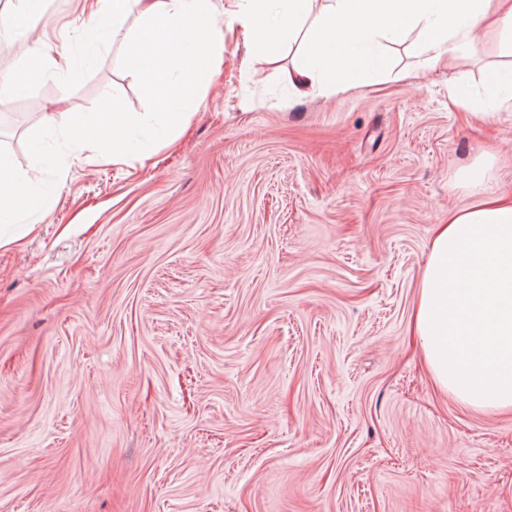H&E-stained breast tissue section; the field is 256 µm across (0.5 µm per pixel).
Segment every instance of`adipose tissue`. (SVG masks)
<instances>
[{"label":"adipose tissue","mask_w":512,"mask_h":512,"mask_svg":"<svg viewBox=\"0 0 512 512\" xmlns=\"http://www.w3.org/2000/svg\"><path fill=\"white\" fill-rule=\"evenodd\" d=\"M99 36L98 20L124 39V61L137 76L149 112H119L109 96L75 121L47 116L31 135L41 146L61 130L73 153L99 147L113 164L145 161L151 148L127 137L134 128L173 142L188 126L184 107L209 81L224 51V32L211 0H78ZM313 0H230L250 57L279 53L287 40L305 34L303 58L288 72L297 98L348 90L367 73L386 70V48L417 36L432 61L477 52L476 32L494 21L512 47V7L504 0H328L309 25ZM135 26H128V18ZM453 98L478 103L463 84ZM483 106L512 111V65L496 69L485 85ZM51 187L19 172L0 154V224H20L48 201ZM425 343V360L436 385L482 409L512 408V204L485 199L449 214L432 239L413 316Z\"/></svg>","instance_id":"obj_1"}]
</instances>
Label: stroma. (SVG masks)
Instances as JSON below:
<instances>
[{"mask_svg":"<svg viewBox=\"0 0 512 512\" xmlns=\"http://www.w3.org/2000/svg\"><path fill=\"white\" fill-rule=\"evenodd\" d=\"M213 3L220 68L143 163L58 132L35 165L48 113L151 109L76 0L24 18L70 57L67 92L0 42L9 155L57 189L0 247V512H512V410L439 391L410 330L436 226L477 198L461 169L487 161L512 199V112L449 93L512 64L500 30L451 64L409 38L383 75L298 99L302 42L249 60Z\"/></svg>","mask_w":512,"mask_h":512,"instance_id":"1","label":"stroma"}]
</instances>
